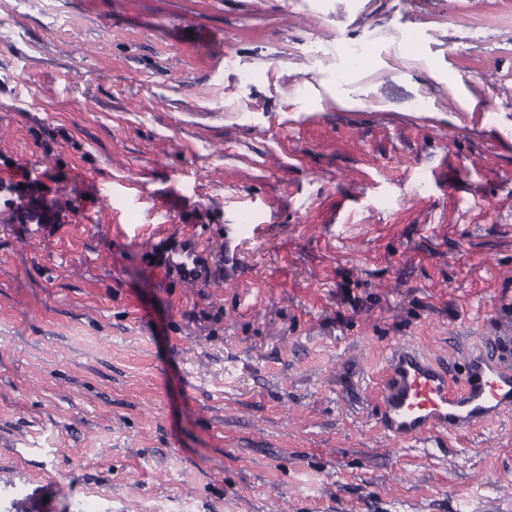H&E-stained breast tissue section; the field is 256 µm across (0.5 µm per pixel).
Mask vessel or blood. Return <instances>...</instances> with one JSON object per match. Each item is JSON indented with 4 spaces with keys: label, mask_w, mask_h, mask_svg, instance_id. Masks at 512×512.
Here are the masks:
<instances>
[{
    "label": "vessel or blood",
    "mask_w": 512,
    "mask_h": 512,
    "mask_svg": "<svg viewBox=\"0 0 512 512\" xmlns=\"http://www.w3.org/2000/svg\"><path fill=\"white\" fill-rule=\"evenodd\" d=\"M205 247L198 242L178 254L172 265L180 277L200 283L206 277ZM512 409V342L498 358L483 354L470 360L461 386L451 383L445 365L400 344L389 358L381 387L379 423L393 440L455 434Z\"/></svg>",
    "instance_id": "1"
}]
</instances>
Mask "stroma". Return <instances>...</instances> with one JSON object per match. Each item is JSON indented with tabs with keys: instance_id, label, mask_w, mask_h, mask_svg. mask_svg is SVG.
Masks as SVG:
<instances>
[{
	"instance_id": "stroma-1",
	"label": "stroma",
	"mask_w": 512,
	"mask_h": 512,
	"mask_svg": "<svg viewBox=\"0 0 512 512\" xmlns=\"http://www.w3.org/2000/svg\"><path fill=\"white\" fill-rule=\"evenodd\" d=\"M500 336L512 0H0V512H512V411L377 419ZM205 247L194 241L191 245L178 253L172 265L180 277L190 283H200L206 278Z\"/></svg>"
}]
</instances>
